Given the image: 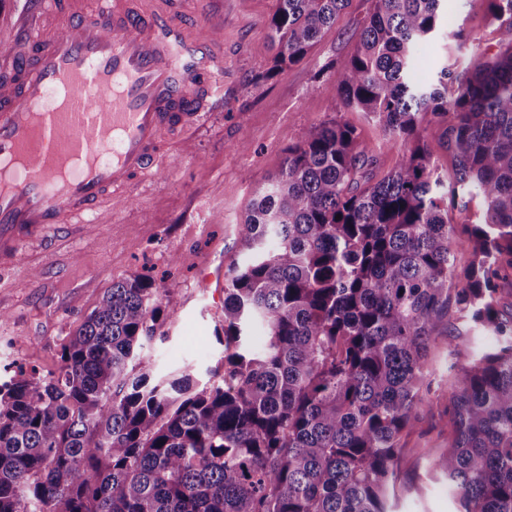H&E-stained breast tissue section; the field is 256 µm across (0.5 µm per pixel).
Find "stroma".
Listing matches in <instances>:
<instances>
[{"label":"stroma","instance_id":"1","mask_svg":"<svg viewBox=\"0 0 512 512\" xmlns=\"http://www.w3.org/2000/svg\"><path fill=\"white\" fill-rule=\"evenodd\" d=\"M276 0H187L191 32L224 37V86L217 105L188 131L167 137L165 159L136 197H116L97 224H56L14 237L0 248V366L56 371L60 347L114 281L143 270L155 277L176 314L146 344L158 378L191 371L198 383L220 382L224 291L216 277L242 261L238 227L248 200L281 168L290 143L336 118L354 126L391 168L397 150L383 147L375 119L343 109L331 89L336 61L354 50L372 0H351L302 61L268 77L276 47L269 19ZM448 26L423 42L412 76L434 81L445 65L462 68L493 50L499 35L487 0H447ZM463 32L455 40L453 32ZM178 255L170 265V255ZM440 406L423 407L404 439L391 500L394 512H454L447 481L433 469L448 430Z\"/></svg>","mask_w":512,"mask_h":512}]
</instances>
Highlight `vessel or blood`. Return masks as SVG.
Returning a JSON list of instances; mask_svg holds the SVG:
<instances>
[{
	"label": "vessel or blood",
	"mask_w": 512,
	"mask_h": 512,
	"mask_svg": "<svg viewBox=\"0 0 512 512\" xmlns=\"http://www.w3.org/2000/svg\"><path fill=\"white\" fill-rule=\"evenodd\" d=\"M0 54V238L82 224L161 164L162 135L197 122L224 55L170 0H35Z\"/></svg>",
	"instance_id": "b4317fda"
}]
</instances>
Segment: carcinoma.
<instances>
[{
	"label": "carcinoma",
	"mask_w": 512,
	"mask_h": 512,
	"mask_svg": "<svg viewBox=\"0 0 512 512\" xmlns=\"http://www.w3.org/2000/svg\"><path fill=\"white\" fill-rule=\"evenodd\" d=\"M444 0H374L332 88L399 149L379 176L329 119L288 146L224 274V376L149 383L145 343L175 315L155 282L112 283L57 371L0 379V512H391L403 434L445 402L434 468L456 512H512V0L499 51L412 79ZM349 0H277L268 74L304 58ZM443 126L426 141L422 124ZM448 152L454 179L436 157ZM483 198V222L448 208ZM341 219H336V216ZM471 250L462 274L454 251ZM448 325V396L432 392ZM264 343H252L255 326Z\"/></svg>",
	"instance_id": "1"
}]
</instances>
